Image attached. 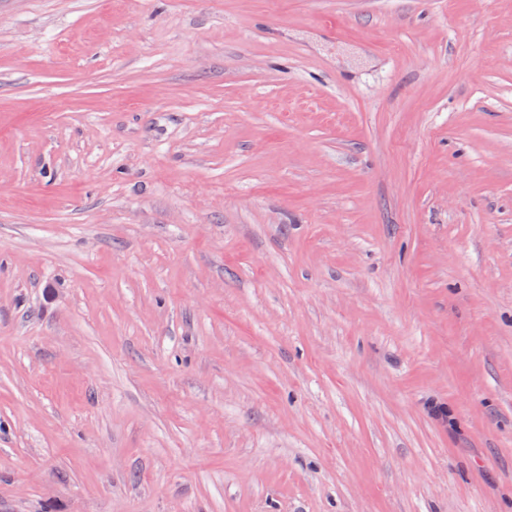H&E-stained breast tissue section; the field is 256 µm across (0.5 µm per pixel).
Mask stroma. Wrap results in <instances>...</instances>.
Listing matches in <instances>:
<instances>
[{"instance_id": "35a3bbf8", "label": "stroma", "mask_w": 512, "mask_h": 512, "mask_svg": "<svg viewBox=\"0 0 512 512\" xmlns=\"http://www.w3.org/2000/svg\"><path fill=\"white\" fill-rule=\"evenodd\" d=\"M0 512H512V0H0Z\"/></svg>"}]
</instances>
